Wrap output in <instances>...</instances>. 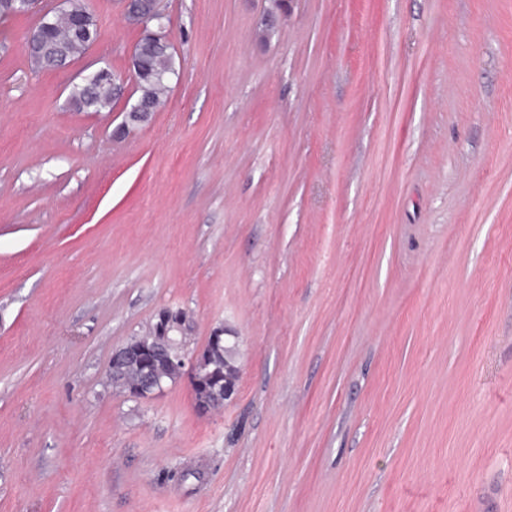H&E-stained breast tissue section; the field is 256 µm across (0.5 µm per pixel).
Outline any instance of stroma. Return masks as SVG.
Wrapping results in <instances>:
<instances>
[{"label":"stroma","instance_id":"obj_1","mask_svg":"<svg viewBox=\"0 0 512 512\" xmlns=\"http://www.w3.org/2000/svg\"><path fill=\"white\" fill-rule=\"evenodd\" d=\"M0 23V512H512V0H162L175 74L124 137ZM237 390L114 394L156 312ZM228 329L218 327L208 337L207 342L197 351L196 355L190 362V375L192 382V391L194 398V405L198 411L206 412L210 409H216L224 406V399L229 394L230 390L224 388V382L214 384L213 386L204 385L200 379V374L203 372V366L210 367L214 364V351L215 343L224 338V334L228 335ZM211 369V367H210Z\"/></svg>","mask_w":512,"mask_h":512}]
</instances>
